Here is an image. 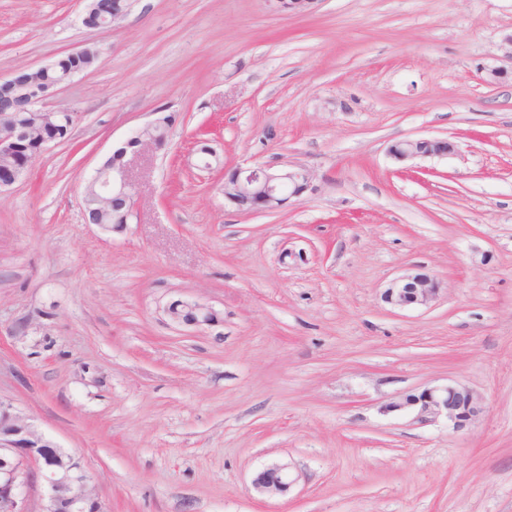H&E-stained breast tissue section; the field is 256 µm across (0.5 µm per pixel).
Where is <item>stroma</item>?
<instances>
[{"label":"stroma","mask_w":512,"mask_h":512,"mask_svg":"<svg viewBox=\"0 0 512 512\" xmlns=\"http://www.w3.org/2000/svg\"><path fill=\"white\" fill-rule=\"evenodd\" d=\"M87 4L0 0V78L100 51L45 103L78 112L71 141L0 193V399L108 512H512V78L485 81L512 0H131L107 35ZM161 113L132 223H87V182ZM203 131L217 165L310 188L238 210ZM431 137L455 153H388ZM417 267L437 299L386 304ZM447 384L483 399L464 428L384 410ZM279 463L296 484L259 495ZM167 313L174 321L185 325H213L219 321L213 308L201 303L174 302L168 306Z\"/></svg>","instance_id":"stroma-1"}]
</instances>
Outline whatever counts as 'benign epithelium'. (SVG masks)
<instances>
[{
	"instance_id": "1",
	"label": "benign epithelium",
	"mask_w": 512,
	"mask_h": 512,
	"mask_svg": "<svg viewBox=\"0 0 512 512\" xmlns=\"http://www.w3.org/2000/svg\"><path fill=\"white\" fill-rule=\"evenodd\" d=\"M281 11L306 13L315 0H273ZM129 9L128 0H91L88 13L94 24L91 28L103 34L112 31L114 22ZM71 77L51 82L41 88L28 87L24 73L0 80V154L13 159L9 167H0V193L8 190L28 172L36 153L32 152L26 131L13 123L9 110L19 99L37 107L51 97ZM155 119L132 134L112 154V167L98 169L94 182L97 194L84 199L85 212L90 213L98 204H110L117 210H125V217L135 216V185L130 169L134 162L155 145V141L167 139V135L155 138L148 133L157 129ZM455 152V144L445 138L405 139L393 144L390 155L397 161L415 158L443 157ZM310 172L301 167L273 169L257 165L224 169V199L238 209L262 212L283 207L288 199L308 190ZM440 282L433 276L417 269L394 279L383 293L384 301L398 309H420L433 302L439 293ZM170 317L181 324L202 326L218 322L212 307L201 303L174 302L167 308ZM412 407L417 416L430 421L443 414L456 428H463L482 412L480 398L462 386L426 389L418 395H409L404 401L390 406L392 410ZM59 457L67 456L22 412L10 403L0 400V512H28L25 509L26 489L30 477L40 476L44 494L38 512H106L104 505L89 487V475L81 465L77 473L61 471L49 464V452ZM293 485L288 466L275 464L260 471L253 480L257 493L267 496L284 495Z\"/></svg>"
}]
</instances>
